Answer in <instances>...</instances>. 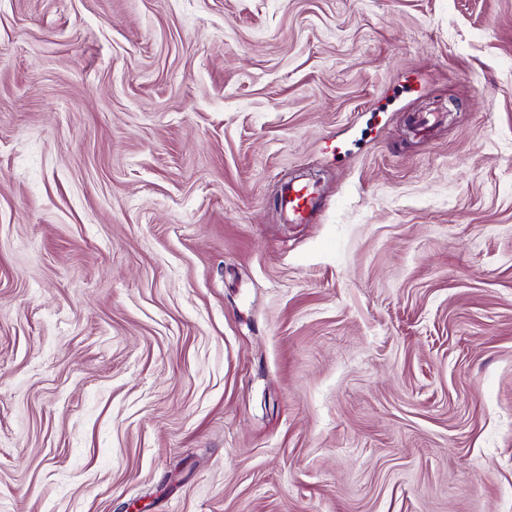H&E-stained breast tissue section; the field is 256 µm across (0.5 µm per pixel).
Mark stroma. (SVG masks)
Wrapping results in <instances>:
<instances>
[{"instance_id": "stroma-1", "label": "stroma", "mask_w": 512, "mask_h": 512, "mask_svg": "<svg viewBox=\"0 0 512 512\" xmlns=\"http://www.w3.org/2000/svg\"><path fill=\"white\" fill-rule=\"evenodd\" d=\"M0 512H512V0H0ZM321 199L316 185L285 184L280 190V204L293 222L303 223L315 209Z\"/></svg>"}]
</instances>
